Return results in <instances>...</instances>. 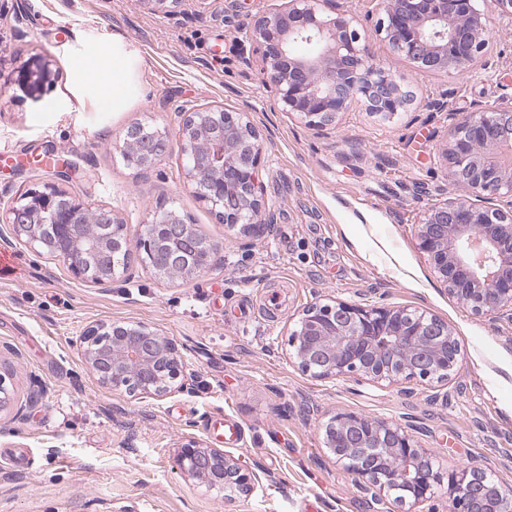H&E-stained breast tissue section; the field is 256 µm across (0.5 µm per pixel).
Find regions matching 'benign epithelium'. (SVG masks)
Wrapping results in <instances>:
<instances>
[{
	"label": "benign epithelium",
	"mask_w": 512,
	"mask_h": 512,
	"mask_svg": "<svg viewBox=\"0 0 512 512\" xmlns=\"http://www.w3.org/2000/svg\"><path fill=\"white\" fill-rule=\"evenodd\" d=\"M326 0H289L287 10L258 17L249 35L261 54V79L285 112L314 131L336 125L353 100L391 115L408 103L401 78L377 63L361 44L353 17L324 13ZM477 0H381L390 50L423 73L463 72L489 43L490 11ZM303 41L313 51L300 55ZM186 175L199 199L224 223L263 224L257 169L263 146L246 113L205 107L186 113L179 135ZM169 146L150 124L127 129L120 153L133 168H150ZM448 198L424 212L420 249L437 280L473 314L512 313V209L490 206L512 194V109L465 113L446 142ZM32 247L46 241L73 274L112 282L119 248L135 250L154 273L185 279L208 265L211 244L173 211H152L136 242L111 211L88 212L52 183L34 186L0 216ZM85 361L98 382L132 398L163 397L184 388L183 362L170 338L145 325L89 326ZM290 357L320 380L349 377L386 381H444L457 370L461 348L448 323L419 309L314 302L288 334ZM325 447L355 477L373 504L390 498L411 507L431 501L443 474L405 427L355 414L324 426ZM177 460L190 477L224 499L249 495L260 476L221 448L193 437ZM448 512H512V490L483 469L464 466L448 478Z\"/></svg>",
	"instance_id": "obj_1"
}]
</instances>
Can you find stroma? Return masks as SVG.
Here are the masks:
<instances>
[{"label": "stroma", "mask_w": 512, "mask_h": 512, "mask_svg": "<svg viewBox=\"0 0 512 512\" xmlns=\"http://www.w3.org/2000/svg\"><path fill=\"white\" fill-rule=\"evenodd\" d=\"M0 21V210L25 189L53 183L93 209L114 211L137 239L165 205L207 242V269L155 276L133 255L111 283L76 277L61 259L0 223V375L15 403L0 411V512H400L372 508L323 444L321 426L355 413L407 426L443 474L486 469L512 487V320L472 314L436 281L415 227L448 186L449 131L467 112L512 107V15L492 13L490 43L462 74H423L391 52L379 0H334L351 14L377 61L399 74L408 104L384 117L353 103L333 128L313 131L264 87L249 29L288 0H6ZM133 63L127 104L87 89L82 66ZM28 79L19 82L14 70ZM246 111L260 135L267 229L228 227L185 174L179 130L186 112ZM148 123L170 146L137 170L119 147ZM279 292L269 316L258 310ZM406 306L448 322L461 347L452 379L319 380L289 357L287 334L311 303ZM97 323L144 324L171 338L187 388L135 399L102 386L80 338ZM241 427L221 446L215 414ZM223 447L263 470L231 502L177 463L187 437Z\"/></svg>", "instance_id": "obj_1"}]
</instances>
